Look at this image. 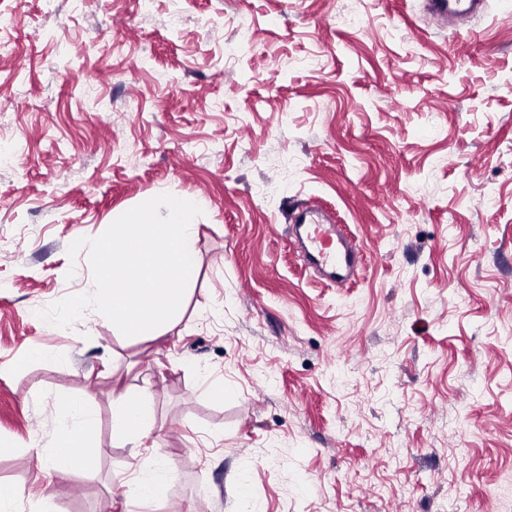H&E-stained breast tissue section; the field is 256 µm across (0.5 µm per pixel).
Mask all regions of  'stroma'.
Here are the masks:
<instances>
[{
  "label": "stroma",
  "mask_w": 512,
  "mask_h": 512,
  "mask_svg": "<svg viewBox=\"0 0 512 512\" xmlns=\"http://www.w3.org/2000/svg\"><path fill=\"white\" fill-rule=\"evenodd\" d=\"M487 3L457 31L424 0H0V483L131 512L119 385L176 475L147 512H454L452 485L512 512V0ZM160 189L202 210L182 320L42 321L90 272L69 245ZM307 202L360 246L351 285L289 246ZM71 399L108 450L80 479L45 470ZM155 414L152 393L143 389L136 394H112V444L121 448H140L142 440L154 432Z\"/></svg>",
  "instance_id": "stroma-1"
}]
</instances>
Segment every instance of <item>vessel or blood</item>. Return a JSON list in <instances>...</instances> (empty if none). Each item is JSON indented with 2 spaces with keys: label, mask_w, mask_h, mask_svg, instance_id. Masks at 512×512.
Wrapping results in <instances>:
<instances>
[{
  "label": "vessel or blood",
  "mask_w": 512,
  "mask_h": 512,
  "mask_svg": "<svg viewBox=\"0 0 512 512\" xmlns=\"http://www.w3.org/2000/svg\"><path fill=\"white\" fill-rule=\"evenodd\" d=\"M483 0H426L428 10L438 19L461 16L475 10ZM288 233L320 278L332 285L352 283L360 254L351 246L343 228L320 209L295 214Z\"/></svg>",
  "instance_id": "obj_1"
}]
</instances>
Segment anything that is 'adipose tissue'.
Masks as SVG:
<instances>
[{
    "label": "adipose tissue",
    "mask_w": 512,
    "mask_h": 512,
    "mask_svg": "<svg viewBox=\"0 0 512 512\" xmlns=\"http://www.w3.org/2000/svg\"><path fill=\"white\" fill-rule=\"evenodd\" d=\"M95 426L93 409L83 402L72 401L63 407L57 419L56 446L46 463L51 469H65L74 476L86 473V454L91 445L90 434ZM155 414L152 394L141 390L112 396V444L121 448L139 447L142 440L154 432ZM173 479L170 460L162 449H153L143 456L130 478L138 501L153 499L167 488Z\"/></svg>",
    "instance_id": "1"
}]
</instances>
